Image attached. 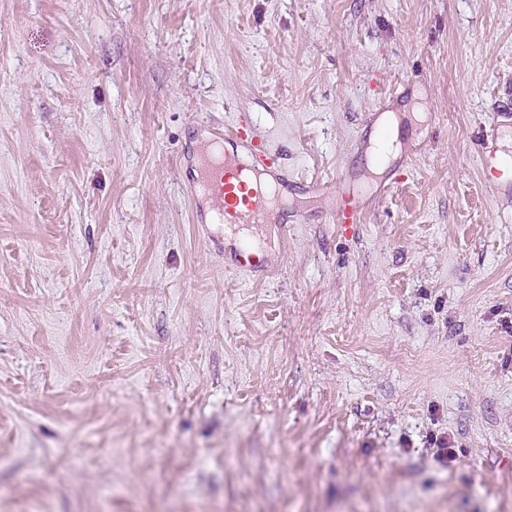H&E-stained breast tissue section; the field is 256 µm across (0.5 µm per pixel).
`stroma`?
Here are the masks:
<instances>
[{"label": "stroma", "instance_id": "obj_1", "mask_svg": "<svg viewBox=\"0 0 512 512\" xmlns=\"http://www.w3.org/2000/svg\"><path fill=\"white\" fill-rule=\"evenodd\" d=\"M509 104L512 0H0V512H512ZM240 116L329 189L262 282L183 191ZM505 122L508 126L512 127V114L510 112H502L497 115L488 129H485L480 141V152L482 162L485 167H491L498 160L499 152V141L501 138V130L505 126ZM362 210L355 203V193L348 191L341 194L332 210V218L336 219L337 224H342L345 229L351 224H360L362 219Z\"/></svg>", "mask_w": 512, "mask_h": 512}]
</instances>
